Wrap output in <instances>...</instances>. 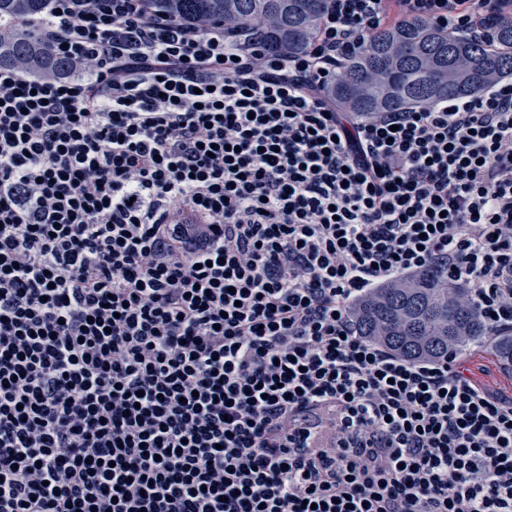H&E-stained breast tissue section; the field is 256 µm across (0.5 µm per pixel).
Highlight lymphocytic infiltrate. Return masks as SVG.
<instances>
[{
	"mask_svg": "<svg viewBox=\"0 0 512 512\" xmlns=\"http://www.w3.org/2000/svg\"><path fill=\"white\" fill-rule=\"evenodd\" d=\"M512 0H327L307 50L145 0H46L0 67V512H512V395L359 336L427 267L512 332V79L325 94L377 30Z\"/></svg>",
	"mask_w": 512,
	"mask_h": 512,
	"instance_id": "obj_1",
	"label": "lymphocytic infiltrate"
}]
</instances>
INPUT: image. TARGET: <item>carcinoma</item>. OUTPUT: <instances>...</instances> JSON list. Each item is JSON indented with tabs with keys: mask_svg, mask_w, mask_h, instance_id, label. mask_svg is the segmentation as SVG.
<instances>
[{
	"mask_svg": "<svg viewBox=\"0 0 512 512\" xmlns=\"http://www.w3.org/2000/svg\"><path fill=\"white\" fill-rule=\"evenodd\" d=\"M45 0H0V67L59 73L67 63L27 30ZM326 0H150L149 9L187 27L220 19L257 27L269 48L290 55L315 38ZM512 76V25L492 24L483 42L415 19L373 33L342 65L328 97L369 116L472 96ZM468 288L431 269L367 290L353 316L360 335L414 361L479 349L512 368V332L492 334Z\"/></svg>",
	"mask_w": 512,
	"mask_h": 512,
	"instance_id": "carcinoma-1",
	"label": "carcinoma"
}]
</instances>
